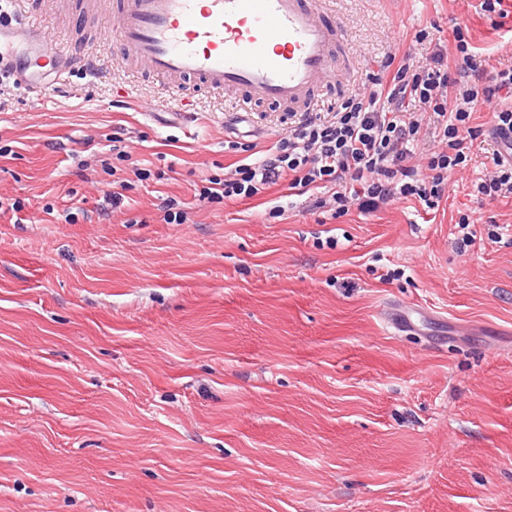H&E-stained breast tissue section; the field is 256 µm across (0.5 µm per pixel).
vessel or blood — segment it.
I'll return each instance as SVG.
<instances>
[{
  "instance_id": "vessel-or-blood-1",
  "label": "vessel or blood",
  "mask_w": 512,
  "mask_h": 512,
  "mask_svg": "<svg viewBox=\"0 0 512 512\" xmlns=\"http://www.w3.org/2000/svg\"><path fill=\"white\" fill-rule=\"evenodd\" d=\"M41 14L40 0H0V67L29 70L21 85L40 100L73 68L96 77L102 39L54 42ZM112 16L122 61L164 79L169 96L194 82L292 112L315 102L346 38L324 0H112Z\"/></svg>"
}]
</instances>
